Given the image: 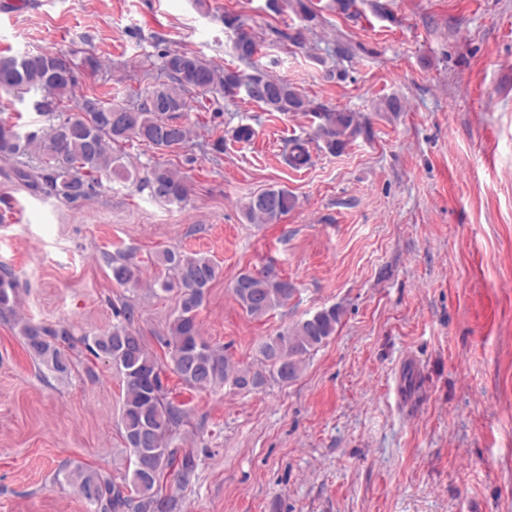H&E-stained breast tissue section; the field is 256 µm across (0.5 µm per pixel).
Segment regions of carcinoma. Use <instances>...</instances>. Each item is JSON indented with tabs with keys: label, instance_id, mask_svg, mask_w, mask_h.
<instances>
[{
	"label": "carcinoma",
	"instance_id": "1",
	"mask_svg": "<svg viewBox=\"0 0 512 512\" xmlns=\"http://www.w3.org/2000/svg\"><path fill=\"white\" fill-rule=\"evenodd\" d=\"M266 8L278 15L292 8L309 24L318 20L317 11L307 0H266ZM222 20L224 28L234 35L237 59L252 67V73L224 69L189 52L166 50L159 55V71L165 80L135 101L86 96L75 105V114L58 119L42 138L35 132L24 136L16 125L0 121V160H15L12 173L17 181L76 204L96 191L103 175L114 181L131 179L123 162L126 143L136 140L156 150L186 145L193 134L188 122L191 102L207 95L216 99L242 94L268 112H312L319 119L318 140L322 145L318 149L329 154L343 152L361 133L355 113L316 106L288 81L253 67L259 50L255 36L235 13H224ZM80 65L91 71L99 68L93 57ZM80 65L46 51L0 56V90L21 98L38 94L40 98L33 101L37 112H62L69 107V90ZM33 144L38 146L40 164L17 160ZM311 144L308 138L289 140L285 153L288 166H308ZM141 185L156 201L182 202L189 195L180 172L160 163L148 169ZM295 205L296 198L288 189L270 188L250 196L243 214L252 224H273ZM157 261L166 270L160 289L176 291L179 299L166 341L173 371L186 386L197 390L223 383L240 390L261 387L265 376L236 367L201 336L197 312L222 274L220 264L207 255L188 254L175 247L160 251ZM111 270L112 281L119 286L139 282L140 267L128 258L112 260ZM16 287L14 273L1 270L0 314L11 310ZM293 292V285L271 268L243 270L233 281L237 301L255 320L267 317ZM114 317L112 328L84 336L80 342L92 356L112 361L123 376L126 391L121 434L134 456L133 471L131 477L118 482L97 470L77 468L66 480L90 512H160L163 502L158 499V483L171 457L168 441L183 423L184 412L167 400L162 365L133 326L134 310L123 302L115 308ZM339 320L336 308L323 309L264 340L259 354L269 374L282 382L296 379L310 356L336 332ZM19 326L30 356L55 373L70 372L72 359L67 351L74 349L75 338L69 329L30 321Z\"/></svg>",
	"mask_w": 512,
	"mask_h": 512
}]
</instances>
